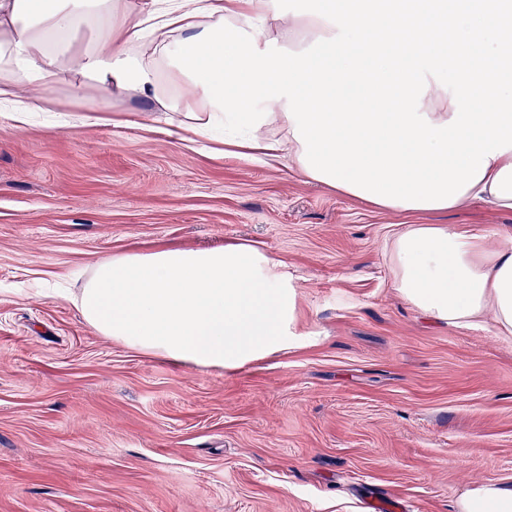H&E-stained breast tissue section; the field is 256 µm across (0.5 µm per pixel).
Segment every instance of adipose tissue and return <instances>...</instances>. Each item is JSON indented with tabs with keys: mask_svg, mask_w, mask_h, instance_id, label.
<instances>
[{
	"mask_svg": "<svg viewBox=\"0 0 512 512\" xmlns=\"http://www.w3.org/2000/svg\"><path fill=\"white\" fill-rule=\"evenodd\" d=\"M278 18L279 0H165L135 22L126 0H0V76L55 82L90 28L100 42L83 67L98 88L186 110L174 141L227 125L384 209L512 212V0H311L294 17L309 40L285 51ZM165 74L185 92L165 96ZM278 120L281 140L268 135ZM389 259L398 294L435 322L488 316L512 335V236L492 249L478 232L405 224ZM63 298L100 335L177 363L237 368L296 345L286 265L250 245L106 255ZM456 512H512V483L466 489Z\"/></svg>",
	"mask_w": 512,
	"mask_h": 512,
	"instance_id": "ef3b65f1",
	"label": "adipose tissue"
}]
</instances>
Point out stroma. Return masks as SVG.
<instances>
[{"mask_svg": "<svg viewBox=\"0 0 512 512\" xmlns=\"http://www.w3.org/2000/svg\"><path fill=\"white\" fill-rule=\"evenodd\" d=\"M84 29L43 115L0 119V512H455L512 482V335L433 324L393 286L402 224L489 247L512 212L398 213L308 179L289 157L175 142L132 92L100 96ZM102 110L105 120L83 115ZM244 241L285 262L298 340L233 370L96 333L56 294L99 257Z\"/></svg>", "mask_w": 512, "mask_h": 512, "instance_id": "stroma-1", "label": "stroma"}]
</instances>
